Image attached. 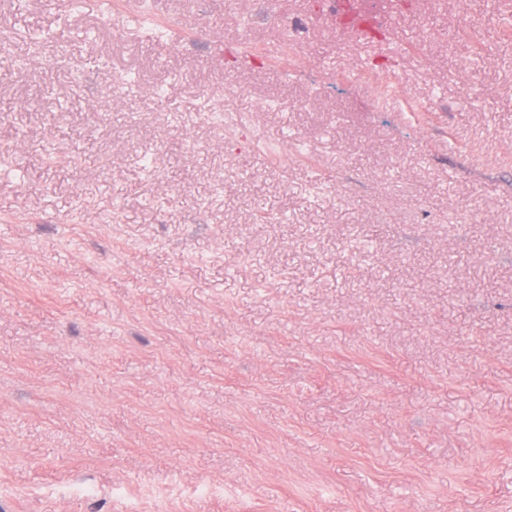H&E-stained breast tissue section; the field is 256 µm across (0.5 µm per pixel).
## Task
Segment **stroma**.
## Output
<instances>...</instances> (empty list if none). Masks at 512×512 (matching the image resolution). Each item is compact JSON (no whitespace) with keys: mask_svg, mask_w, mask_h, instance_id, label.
<instances>
[{"mask_svg":"<svg viewBox=\"0 0 512 512\" xmlns=\"http://www.w3.org/2000/svg\"><path fill=\"white\" fill-rule=\"evenodd\" d=\"M155 3L0 0V512H512V0Z\"/></svg>","mask_w":512,"mask_h":512,"instance_id":"obj_1","label":"stroma"}]
</instances>
